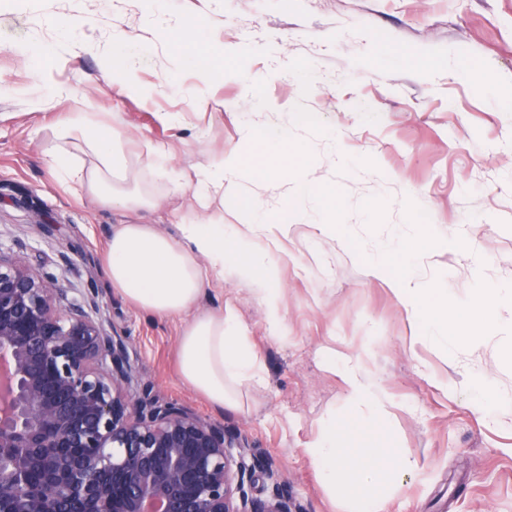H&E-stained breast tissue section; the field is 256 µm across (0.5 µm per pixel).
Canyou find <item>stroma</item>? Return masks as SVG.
<instances>
[{
  "mask_svg": "<svg viewBox=\"0 0 512 512\" xmlns=\"http://www.w3.org/2000/svg\"><path fill=\"white\" fill-rule=\"evenodd\" d=\"M149 7L0 0V253L57 279L68 302L96 292L90 314L127 337L137 378L272 456L305 512H350L305 453L346 409L324 347L365 365L387 398L386 444L419 462L391 482L387 512H512V411L486 417L471 385L480 373L512 396V339L496 328L512 321V303L494 307L480 342L464 335L443 348L428 331L447 317L470 327L482 296L512 286V111L501 106L512 96V0H163L165 17L193 28L182 48L145 32ZM116 29L134 37L127 50L149 98L112 83L103 53ZM84 41L101 54L78 52ZM24 42L52 52L73 99L33 102L37 67L15 51ZM79 99L133 137L135 156L160 144L188 173L223 152L256 168L300 152L290 180L242 173L224 187L225 223L291 225L273 256L284 335H272L244 283L207 286L199 303H233L263 363L265 385L239 408L216 409L181 380L179 321L113 290L103 251L119 215L53 169L63 147L86 159L55 132ZM167 112L181 122L164 121ZM246 129L269 138L265 157L250 155ZM247 194L264 211H245ZM407 278L447 289L453 307L438 299L413 315L396 292Z\"/></svg>",
  "mask_w": 512,
  "mask_h": 512,
  "instance_id": "stroma-1",
  "label": "stroma"
}]
</instances>
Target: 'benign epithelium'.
<instances>
[{
  "label": "benign epithelium",
  "instance_id": "obj_1",
  "mask_svg": "<svg viewBox=\"0 0 512 512\" xmlns=\"http://www.w3.org/2000/svg\"><path fill=\"white\" fill-rule=\"evenodd\" d=\"M66 294L0 259V512H302L271 458L133 385L127 337Z\"/></svg>",
  "mask_w": 512,
  "mask_h": 512
}]
</instances>
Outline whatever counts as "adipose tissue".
Masks as SVG:
<instances>
[{
	"instance_id": "obj_1",
	"label": "adipose tissue",
	"mask_w": 512,
	"mask_h": 512,
	"mask_svg": "<svg viewBox=\"0 0 512 512\" xmlns=\"http://www.w3.org/2000/svg\"><path fill=\"white\" fill-rule=\"evenodd\" d=\"M63 132L83 143L93 162L89 168H77L67 155H59L55 160L59 178L78 182L96 201L123 215L112 227L104 256L113 289L152 316L180 321L177 359L182 380L214 407L238 408L241 386L262 383L263 368L233 306L198 311L204 287L228 277L249 282L267 307L274 333H281L282 318L279 291L272 285L275 272L268 262V249L278 244V236L268 237L266 246L253 245L258 225L225 223L223 209L209 205L214 197L223 196L236 158L219 157L196 165L194 194L206 204L185 210L170 204L184 188L171 153L151 151L152 182L164 180L170 185L161 195L144 184L118 128L86 112L79 122L64 123ZM165 207L179 237L163 233L148 219ZM325 358L347 386L349 407L364 409L366 423L382 420L383 403L372 392L361 362L332 350ZM350 428V417L329 416L306 453L323 481L357 502L359 512H384L387 481L417 470L418 463L392 448L338 447V435Z\"/></svg>"
}]
</instances>
